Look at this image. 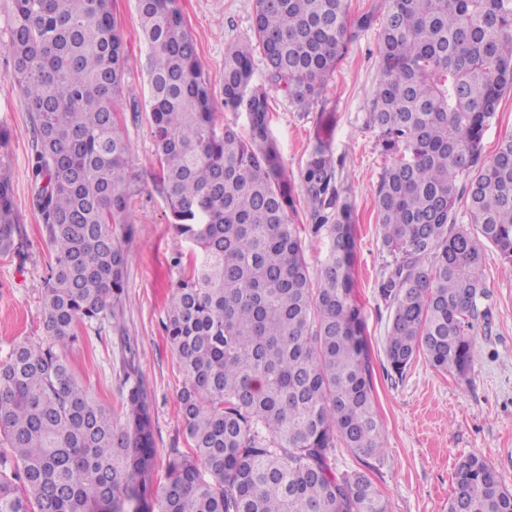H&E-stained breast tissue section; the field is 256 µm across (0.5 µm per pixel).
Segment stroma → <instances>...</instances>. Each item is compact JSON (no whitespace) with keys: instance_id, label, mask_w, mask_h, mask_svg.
Segmentation results:
<instances>
[{"instance_id":"1","label":"stroma","mask_w":512,"mask_h":512,"mask_svg":"<svg viewBox=\"0 0 512 512\" xmlns=\"http://www.w3.org/2000/svg\"><path fill=\"white\" fill-rule=\"evenodd\" d=\"M198 57L211 79L215 100L224 97V54L251 36L254 0H178ZM127 50L135 64L124 93L135 106L120 114L130 142L127 176L132 188L122 245L129 255L120 328L111 319L92 324L65 354L75 377L103 405L120 408V369L125 345L138 352L139 374L154 410L161 458L155 482L164 479V458L186 447L179 403L185 378L164 326L169 299L183 273L175 263L186 245L174 234L160 186L156 143L147 106L148 50L138 24L137 0H112ZM379 25L359 32L329 77L318 102L301 106L273 94L270 135L292 178H299L316 138L328 140L341 187L354 209V291L363 310L364 334L373 368L375 408L386 436V458L369 476L388 512H447L456 460L484 454L501 483L512 490V276L495 250L482 268L484 293L477 300L479 360L468 376L446 373L417 355L403 375L388 366L384 342L390 307L380 294L391 257L376 229L375 196L380 175L392 163L369 123L378 79ZM8 55L0 48V168L13 187L21 232L15 248L0 255V361L14 342L46 339L42 292L53 251L32 205L33 115L9 79Z\"/></svg>"}]
</instances>
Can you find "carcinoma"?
<instances>
[{
    "instance_id": "obj_1",
    "label": "carcinoma",
    "mask_w": 512,
    "mask_h": 512,
    "mask_svg": "<svg viewBox=\"0 0 512 512\" xmlns=\"http://www.w3.org/2000/svg\"><path fill=\"white\" fill-rule=\"evenodd\" d=\"M370 124L386 155L375 207L393 257L381 285L384 351L403 374L421 353L464 375L491 245L512 275V137L482 160V134L512 90V0H383ZM0 42L34 116L35 205L54 251L42 296L52 342L14 343L0 362V512H387L364 471L336 475L341 442L369 469L386 442L354 297L352 207L329 143L299 183L269 134L270 91L320 98L355 30L347 0H255L253 35L224 54L217 103L176 0H137L148 107L174 234L189 244L166 333L185 375L188 448L163 484L152 403L125 346L121 409L95 400L63 350L79 328L118 320L127 255L130 144L117 120L133 59L110 0H8ZM266 65L254 78V55ZM249 133L217 132L219 106ZM300 192L309 223L292 218ZM465 200L469 224L457 223ZM329 238L317 279L303 233ZM19 232L0 174V252ZM448 512H512L479 454L460 458Z\"/></svg>"
}]
</instances>
